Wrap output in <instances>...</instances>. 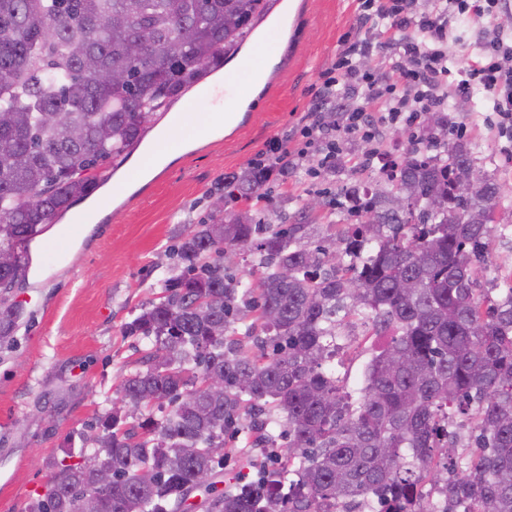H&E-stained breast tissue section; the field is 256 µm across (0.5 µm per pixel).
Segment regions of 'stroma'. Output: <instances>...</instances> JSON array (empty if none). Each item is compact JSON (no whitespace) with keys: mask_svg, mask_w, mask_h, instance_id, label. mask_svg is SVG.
Instances as JSON below:
<instances>
[{"mask_svg":"<svg viewBox=\"0 0 512 512\" xmlns=\"http://www.w3.org/2000/svg\"><path fill=\"white\" fill-rule=\"evenodd\" d=\"M497 26L512 28V9L480 20L457 16L448 45L449 87L461 80L464 60L483 51L481 31ZM389 28V21L361 17L356 0H296L291 25L275 42L277 62L238 119L219 135L202 136L213 104L200 90L189 91L157 123L166 129L174 117H186L192 131L185 139L186 153L133 188L129 182L144 158L136 152L92 194L106 212L98 224L79 228L67 218L31 242L36 251L62 239L67 250L57 261L33 258L26 287L14 292L25 319L11 341L0 344V512H21L30 498L44 493L53 463L65 456L68 436L86 429L119 400L123 376L135 369L147 346L146 339L125 335L123 328L175 274L173 248L181 234L209 222L215 204H222L228 216L243 207L225 197V175L247 170L269 141L293 133L311 105L321 72L343 49L367 38L374 46L369 64H388L401 44L417 37L414 28L403 26L394 30L391 44L385 36ZM447 106V112L432 117V136L462 143L474 163L498 180L497 222L512 228V140L491 127L492 102L478 94L461 98L452 93ZM350 187L392 189L376 167L348 166L314 179L301 171L287 182L267 184L277 210L269 212L261 202L256 214L273 224H291L303 216L312 224H345L348 215L334 210L330 201ZM313 199L319 200L318 208H309ZM481 285L496 297L512 287V235L491 239ZM383 342L364 325H355L349 350L331 362L352 398H359L365 366ZM248 425L240 419L237 432L224 438L225 483L260 473L247 460Z\"/></svg>","mask_w":512,"mask_h":512,"instance_id":"obj_1","label":"stroma"}]
</instances>
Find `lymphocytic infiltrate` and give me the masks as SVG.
Returning a JSON list of instances; mask_svg holds the SVG:
<instances>
[{
    "instance_id": "f902f5d3",
    "label": "lymphocytic infiltrate",
    "mask_w": 512,
    "mask_h": 512,
    "mask_svg": "<svg viewBox=\"0 0 512 512\" xmlns=\"http://www.w3.org/2000/svg\"><path fill=\"white\" fill-rule=\"evenodd\" d=\"M506 0H362L363 13L389 17L399 25L416 23L420 41L405 45L409 64L365 67L361 58L370 47L359 42L342 51L321 76V85L299 128V140L287 145L271 141L251 162L264 178L287 179L312 156L324 171H336L345 157L344 146L356 138L366 143L356 168L366 170L388 165L391 154L374 149L379 125H403L419 132L420 120L431 112L443 111L444 83L448 77L445 46L452 33L451 22L459 13L480 19L502 10ZM484 50L469 58L465 77L457 85L459 95L471 86L480 87L495 103L499 131L512 135V43L501 31L484 32Z\"/></svg>"
}]
</instances>
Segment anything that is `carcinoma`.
<instances>
[{
    "instance_id": "1",
    "label": "carcinoma",
    "mask_w": 512,
    "mask_h": 512,
    "mask_svg": "<svg viewBox=\"0 0 512 512\" xmlns=\"http://www.w3.org/2000/svg\"><path fill=\"white\" fill-rule=\"evenodd\" d=\"M269 0H0V249L20 263L0 269V341L24 318L12 291L28 277V245L125 161L162 110L234 58ZM143 44L132 56L130 43ZM115 72L122 83L107 82ZM472 165L458 147L444 157L413 149L388 179L410 193L396 211L382 193L344 192L360 219L326 225L262 224L250 209L190 228L174 249L179 272L131 322L149 347L124 376L122 402L55 464L45 492L22 512H179L191 492L206 512H336L373 495L380 512H423V478L444 512H512V288L480 293L478 269L494 232L493 178L464 198ZM262 183L224 176V195L247 202ZM440 198L441 212L426 203ZM258 256L254 295H239L227 250ZM288 268L293 276L285 279ZM409 287L403 288L401 284ZM371 311L392 337L368 362L355 403L323 365L336 356L339 313ZM252 318L250 347L234 324ZM211 376L224 393L205 390ZM284 418L290 469L218 488L224 431L250 420L255 448H275L272 413ZM473 421L469 462L457 428ZM107 461L112 486L95 488ZM202 472L211 482L197 484Z\"/></svg>"
}]
</instances>
